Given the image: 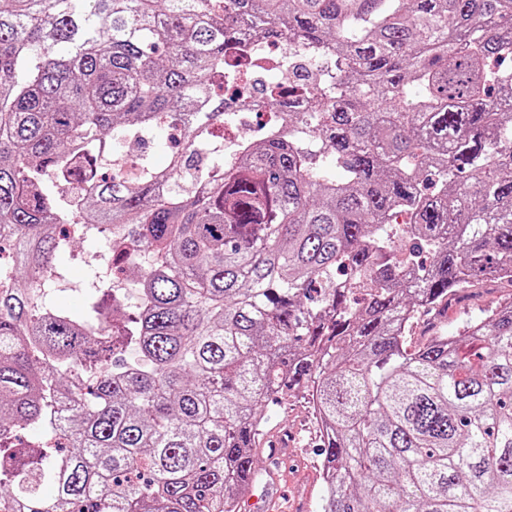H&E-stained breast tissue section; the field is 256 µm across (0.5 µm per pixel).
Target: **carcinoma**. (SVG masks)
<instances>
[{"label": "carcinoma", "instance_id": "obj_1", "mask_svg": "<svg viewBox=\"0 0 512 512\" xmlns=\"http://www.w3.org/2000/svg\"><path fill=\"white\" fill-rule=\"evenodd\" d=\"M285 64L260 89L279 127L217 161L214 88ZM164 123L166 168L111 160ZM72 224L132 264L82 317L46 288L62 251L93 261ZM7 239L0 512H240L262 408L294 390L321 512H512V297L403 346L512 269V0H3ZM511 294L512 287L508 283L485 282L482 288H469L449 296L448 311L445 308L441 314L428 312L418 316L405 336V346L409 350L418 348L439 329L450 334L466 320L484 317L485 309L495 306Z\"/></svg>", "mask_w": 512, "mask_h": 512}]
</instances>
